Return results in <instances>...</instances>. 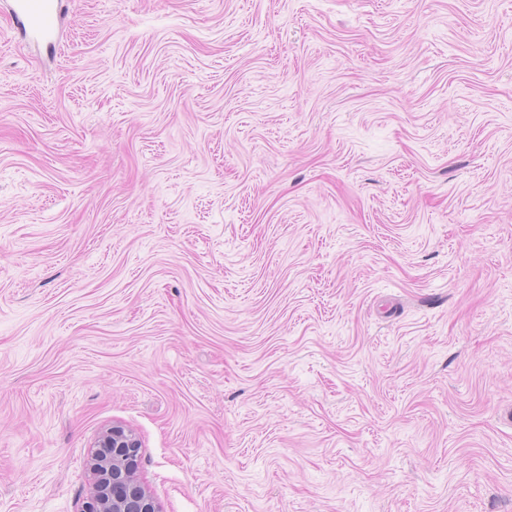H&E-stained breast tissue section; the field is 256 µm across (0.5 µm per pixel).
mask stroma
<instances>
[{"label":"stroma","mask_w":512,"mask_h":512,"mask_svg":"<svg viewBox=\"0 0 512 512\" xmlns=\"http://www.w3.org/2000/svg\"><path fill=\"white\" fill-rule=\"evenodd\" d=\"M0 0V512L120 423L160 512H512V0ZM63 7V0H13L10 8L19 40L54 38Z\"/></svg>","instance_id":"1"}]
</instances>
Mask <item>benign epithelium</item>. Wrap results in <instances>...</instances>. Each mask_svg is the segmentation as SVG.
Here are the masks:
<instances>
[{
  "instance_id": "obj_1",
  "label": "benign epithelium",
  "mask_w": 512,
  "mask_h": 512,
  "mask_svg": "<svg viewBox=\"0 0 512 512\" xmlns=\"http://www.w3.org/2000/svg\"><path fill=\"white\" fill-rule=\"evenodd\" d=\"M141 441L122 424L97 435L88 457L89 490L80 512H160L138 470Z\"/></svg>"
}]
</instances>
